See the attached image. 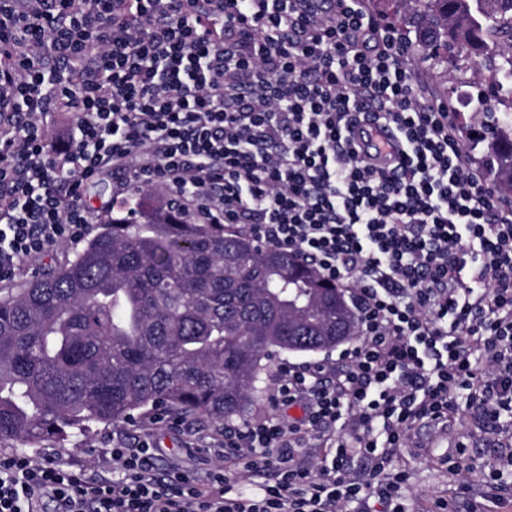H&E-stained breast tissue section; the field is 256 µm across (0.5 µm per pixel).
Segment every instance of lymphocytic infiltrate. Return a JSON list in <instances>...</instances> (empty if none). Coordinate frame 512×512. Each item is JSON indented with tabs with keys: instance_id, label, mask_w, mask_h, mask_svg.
<instances>
[{
	"instance_id": "obj_1",
	"label": "lymphocytic infiltrate",
	"mask_w": 512,
	"mask_h": 512,
	"mask_svg": "<svg viewBox=\"0 0 512 512\" xmlns=\"http://www.w3.org/2000/svg\"><path fill=\"white\" fill-rule=\"evenodd\" d=\"M406 52L365 0H0L1 284L84 239L99 219L85 188L112 167L121 193L164 190L298 254L360 320L340 371L284 364L265 418L190 439L235 473L204 455L206 481L158 475L147 436L113 441L116 480L1 454L0 512H343L370 497L404 512L390 463L418 424L475 401L512 440V210ZM362 121L391 126L398 151ZM312 436L328 449L315 472L295 460ZM354 457L371 463L359 479ZM269 469L275 484L238 491Z\"/></svg>"
}]
</instances>
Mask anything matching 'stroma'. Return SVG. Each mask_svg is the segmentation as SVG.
Instances as JSON below:
<instances>
[{"mask_svg": "<svg viewBox=\"0 0 512 512\" xmlns=\"http://www.w3.org/2000/svg\"><path fill=\"white\" fill-rule=\"evenodd\" d=\"M411 70L414 77L428 80L434 99L446 103L454 114L460 110V98L466 85L484 81L489 76L478 64L469 72L452 68L445 73H435L420 64L412 65ZM149 419V414L140 413L131 424L97 426L93 434L79 444L53 438L27 445L0 440V452L34 459L53 455L77 468L91 466L99 462L106 439L116 435L128 442L136 441ZM461 443L466 446L462 455L457 452ZM391 466L407 475L403 490L405 512H433L436 502L448 496L457 479L468 485L467 493L455 503L457 512H466L473 500L485 501L488 512H512V487L503 491L501 499L487 497L490 474L512 472V444L503 441L484 424L483 411L478 406L461 405L456 421L447 425L426 424L413 429Z\"/></svg>", "mask_w": 512, "mask_h": 512, "instance_id": "stroma-1", "label": "stroma"}]
</instances>
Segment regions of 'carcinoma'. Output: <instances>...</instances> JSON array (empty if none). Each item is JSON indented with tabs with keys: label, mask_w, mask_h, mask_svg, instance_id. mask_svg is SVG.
<instances>
[{
	"label": "carcinoma",
	"mask_w": 512,
	"mask_h": 512,
	"mask_svg": "<svg viewBox=\"0 0 512 512\" xmlns=\"http://www.w3.org/2000/svg\"><path fill=\"white\" fill-rule=\"evenodd\" d=\"M431 69L485 58L495 81L480 164L512 188V0H398ZM311 267L169 200L136 198L73 257L0 296V439L86 437L165 405L222 424L264 363L336 346V300Z\"/></svg>",
	"instance_id": "1"
}]
</instances>
